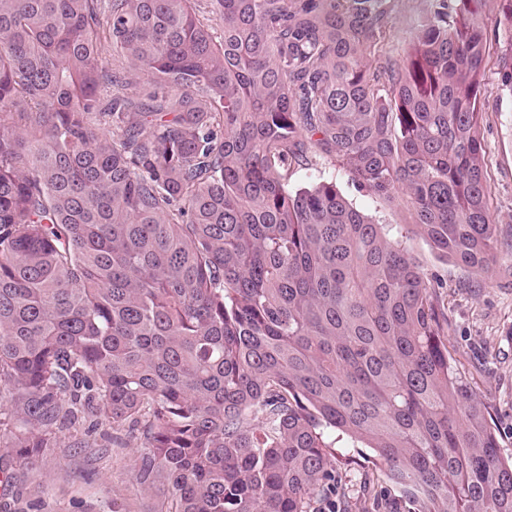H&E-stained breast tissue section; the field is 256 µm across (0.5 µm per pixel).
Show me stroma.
Here are the masks:
<instances>
[{"label": "stroma", "instance_id": "1", "mask_svg": "<svg viewBox=\"0 0 512 512\" xmlns=\"http://www.w3.org/2000/svg\"><path fill=\"white\" fill-rule=\"evenodd\" d=\"M393 37L386 48L400 60L408 37L427 16L430 0H392ZM489 149L488 175L497 210L499 261L492 273L445 261L421 238L408 245L431 277L446 282L448 351L473 377L498 431L503 458L512 457V90L491 81L483 129ZM324 177L335 180L354 206L382 224H404L405 212L357 192L345 171L326 166L301 170L293 185ZM142 453L137 441L113 442L108 426L80 423L77 431L57 433L51 448L25 464L0 450V512H157L165 482L139 485L134 470ZM337 473L351 502H359L365 482L386 490L384 473L370 460L371 449L359 443L344 449Z\"/></svg>", "mask_w": 512, "mask_h": 512}]
</instances>
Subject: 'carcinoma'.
I'll list each match as a JSON object with an SVG mask.
<instances>
[{
    "instance_id": "cac0c4a2",
    "label": "carcinoma",
    "mask_w": 512,
    "mask_h": 512,
    "mask_svg": "<svg viewBox=\"0 0 512 512\" xmlns=\"http://www.w3.org/2000/svg\"><path fill=\"white\" fill-rule=\"evenodd\" d=\"M431 2L393 64L390 0H0V416L24 423L1 448L91 414L143 437L160 512H318L362 442L413 512H512L407 245L495 261L512 0ZM326 163L411 223L289 186Z\"/></svg>"
}]
</instances>
